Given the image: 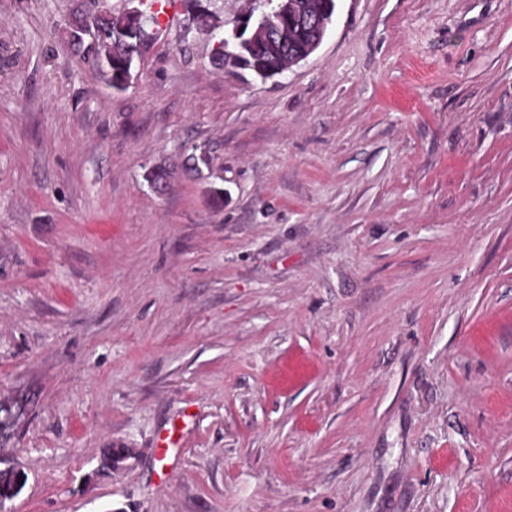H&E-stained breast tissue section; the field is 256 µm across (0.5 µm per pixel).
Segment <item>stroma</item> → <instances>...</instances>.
<instances>
[{
  "label": "stroma",
  "mask_w": 512,
  "mask_h": 512,
  "mask_svg": "<svg viewBox=\"0 0 512 512\" xmlns=\"http://www.w3.org/2000/svg\"><path fill=\"white\" fill-rule=\"evenodd\" d=\"M173 2L116 91L90 0H0V512H512V0H337L264 83ZM0 464H4L3 467H0V471H6L8 474H11V484L6 486L5 482L0 484V506L7 501L15 498L26 482V474L23 469L11 462H4L0 459Z\"/></svg>",
  "instance_id": "35a3bbf8"
}]
</instances>
